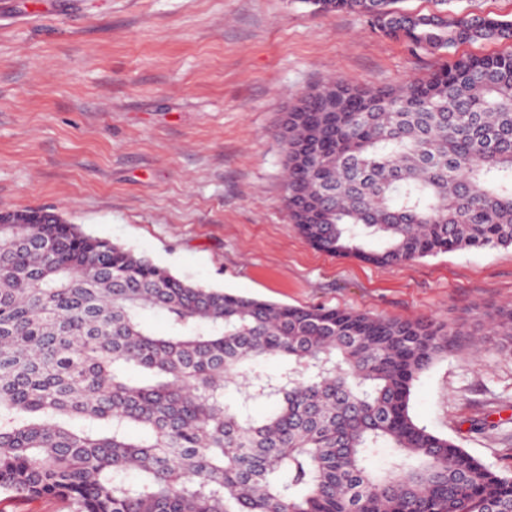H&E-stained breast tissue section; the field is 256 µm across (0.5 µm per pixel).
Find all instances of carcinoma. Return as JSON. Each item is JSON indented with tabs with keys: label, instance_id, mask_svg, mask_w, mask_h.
I'll return each instance as SVG.
<instances>
[{
	"label": "carcinoma",
	"instance_id": "1",
	"mask_svg": "<svg viewBox=\"0 0 512 512\" xmlns=\"http://www.w3.org/2000/svg\"><path fill=\"white\" fill-rule=\"evenodd\" d=\"M308 3L446 59L398 87L329 80L288 112L298 233L383 268L512 247V51L452 55L512 42V21L451 0L428 14ZM493 329L512 340V308ZM458 336L424 317L207 288L55 213L6 214L0 495L69 512H512L511 476L410 412L415 381ZM272 358L282 371L258 369ZM257 403L271 410L257 418Z\"/></svg>",
	"mask_w": 512,
	"mask_h": 512
}]
</instances>
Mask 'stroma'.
<instances>
[{
  "label": "stroma",
  "mask_w": 512,
  "mask_h": 512,
  "mask_svg": "<svg viewBox=\"0 0 512 512\" xmlns=\"http://www.w3.org/2000/svg\"><path fill=\"white\" fill-rule=\"evenodd\" d=\"M442 61L306 0H0V206L59 213L206 287L461 332L411 412L512 476V348L489 324L512 306V248L384 269L316 251L284 205L277 131L303 94Z\"/></svg>",
  "instance_id": "1"
}]
</instances>
